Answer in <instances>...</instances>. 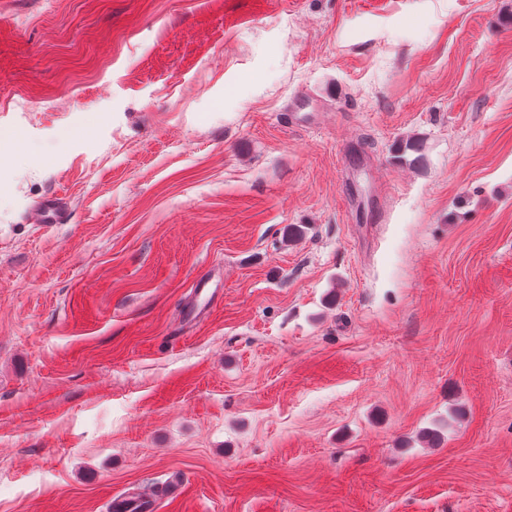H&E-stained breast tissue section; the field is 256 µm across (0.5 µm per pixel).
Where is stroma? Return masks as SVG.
Here are the masks:
<instances>
[{"label":"stroma","mask_w":512,"mask_h":512,"mask_svg":"<svg viewBox=\"0 0 512 512\" xmlns=\"http://www.w3.org/2000/svg\"><path fill=\"white\" fill-rule=\"evenodd\" d=\"M175 477L512 512V0H0V512Z\"/></svg>","instance_id":"obj_1"}]
</instances>
